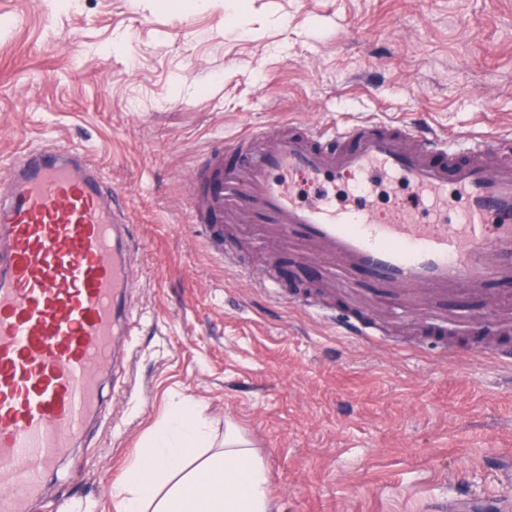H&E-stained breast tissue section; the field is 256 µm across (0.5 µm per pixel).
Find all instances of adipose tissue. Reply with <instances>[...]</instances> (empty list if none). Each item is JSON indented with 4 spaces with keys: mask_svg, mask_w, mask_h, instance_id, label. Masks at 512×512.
Returning <instances> with one entry per match:
<instances>
[{
    "mask_svg": "<svg viewBox=\"0 0 512 512\" xmlns=\"http://www.w3.org/2000/svg\"><path fill=\"white\" fill-rule=\"evenodd\" d=\"M210 425L194 405L171 409L112 485L116 512H271L270 475L235 427L205 454Z\"/></svg>",
    "mask_w": 512,
    "mask_h": 512,
    "instance_id": "adipose-tissue-1",
    "label": "adipose tissue"
}]
</instances>
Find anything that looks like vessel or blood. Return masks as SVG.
I'll return each mask as SVG.
<instances>
[{"label": "vessel or blood", "mask_w": 512, "mask_h": 512, "mask_svg": "<svg viewBox=\"0 0 512 512\" xmlns=\"http://www.w3.org/2000/svg\"><path fill=\"white\" fill-rule=\"evenodd\" d=\"M298 173L312 189L297 200ZM356 184L345 205L329 188ZM410 194L379 212L382 183ZM197 224L235 213L268 225L270 239L304 244L347 279L345 335L371 343L377 299L411 311L433 299V335L457 329L449 294L480 295L512 279V142L491 135L453 139L423 125L309 124L252 128L226 139L195 166L187 185ZM133 239L118 193L84 150L51 145L12 161L0 193V512H29L46 474L102 406L99 376L121 368L135 334L127 298ZM483 331L512 334V296L496 301Z\"/></svg>", "instance_id": "1"}]
</instances>
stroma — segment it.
<instances>
[{
    "label": "stroma",
    "instance_id": "35a3bbf8",
    "mask_svg": "<svg viewBox=\"0 0 512 512\" xmlns=\"http://www.w3.org/2000/svg\"><path fill=\"white\" fill-rule=\"evenodd\" d=\"M422 122L512 139V0H0V184L26 148L91 155L138 242V333L123 392L31 512H115L112 484L178 402L214 445L234 424L270 473L275 512H431L492 496L512 512V367L467 341L412 346L421 315L374 312L384 348L317 317L294 286L321 262L269 253L187 205L200 158L243 128ZM278 295L241 285L225 254Z\"/></svg>",
    "mask_w": 512,
    "mask_h": 512
}]
</instances>
